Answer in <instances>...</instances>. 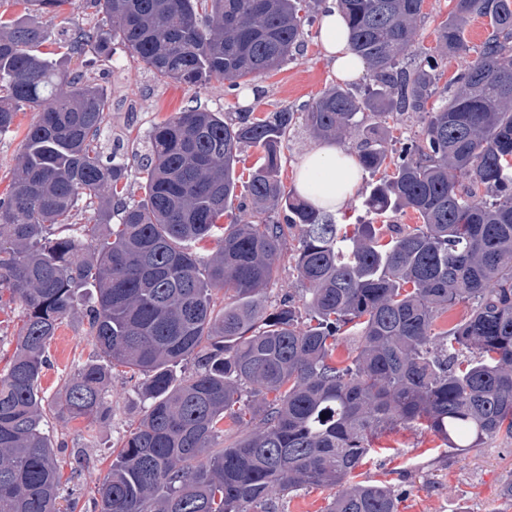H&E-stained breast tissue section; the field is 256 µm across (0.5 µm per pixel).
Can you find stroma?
<instances>
[{
  "instance_id": "35a3bbf8",
  "label": "stroma",
  "mask_w": 512,
  "mask_h": 512,
  "mask_svg": "<svg viewBox=\"0 0 512 512\" xmlns=\"http://www.w3.org/2000/svg\"><path fill=\"white\" fill-rule=\"evenodd\" d=\"M98 21V16L82 12L77 5H65L40 19L47 35L45 46L50 49L66 41L75 25L89 27ZM318 35L317 20L305 23L296 48L279 69L246 79L237 88L216 79L200 89L159 81L118 40L112 43L111 65L85 68L72 63L73 71L84 73L108 94L100 147L103 154H116L131 172L126 200L137 203L143 199L140 168L148 153L150 132L174 112L195 106L230 117L240 112L261 115L284 107L307 111L325 89L337 83ZM35 119V112L20 111L11 131L0 135V197L11 188L25 132ZM317 143L305 123H297L290 132L281 159L286 187H293L302 156ZM95 303L94 290H85L75 315L59 327L48 347L50 364L41 377L47 406L56 405L64 382L93 350L84 313ZM145 409L132 382L118 370L112 378L110 424L88 418H50L48 433L58 457H69L71 449L84 447L83 435L94 436L91 447H85L90 464L65 484L58 500L60 512H69L72 502L83 504L94 495L130 423ZM375 445L376 453L358 469L359 478L389 486L398 498V512H512V501L502 496L504 484L512 480V437L502 434L484 448L457 455L441 447L431 432L399 425L385 431Z\"/></svg>"
}]
</instances>
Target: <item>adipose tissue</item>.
I'll return each instance as SVG.
<instances>
[{"label": "adipose tissue", "mask_w": 512, "mask_h": 512, "mask_svg": "<svg viewBox=\"0 0 512 512\" xmlns=\"http://www.w3.org/2000/svg\"><path fill=\"white\" fill-rule=\"evenodd\" d=\"M319 34L337 79L354 80L363 75L365 63L349 49L346 24L335 0H326L320 13ZM362 180L363 171L353 151L325 142L304 154L294 188L314 208L333 213L357 193Z\"/></svg>", "instance_id": "obj_1"}]
</instances>
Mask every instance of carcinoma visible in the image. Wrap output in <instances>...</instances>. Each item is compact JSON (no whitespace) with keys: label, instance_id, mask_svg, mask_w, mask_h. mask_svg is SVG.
<instances>
[{"label":"carcinoma","instance_id":"1","mask_svg":"<svg viewBox=\"0 0 512 512\" xmlns=\"http://www.w3.org/2000/svg\"><path fill=\"white\" fill-rule=\"evenodd\" d=\"M67 2L17 0L22 15H0V135L22 107L38 113L0 197V306L21 308L17 350L0 374V512H58L63 465L44 431L40 380L47 345L89 285L95 355L65 383L56 414L110 423L118 367L148 402L92 512H275V498L303 486L335 490L328 512H397L390 488L355 481L385 430L422 426L460 454L512 434V0H454L429 52L416 40L424 0H336L370 86L332 87L300 117L175 113L153 128L145 198L133 205L127 167L98 150L103 94L35 54L39 18ZM81 3L107 25L75 26L63 55L105 66L118 38L160 80L197 87L279 68L305 8ZM472 17L489 34L441 86L442 58L469 52ZM406 112L427 122L390 160L388 121ZM299 118L318 136L359 139L363 170L382 173L368 211L410 209L421 223L391 224L388 239L370 223L350 235L286 189L281 152ZM246 147L263 151L243 185L252 211L224 226L205 258L189 245L219 228ZM279 211L283 220L272 219ZM87 212L88 223L74 222ZM286 249L305 301L270 309L264 289ZM460 304L466 316L435 331ZM342 336L353 343L338 363ZM226 418L244 428L229 443Z\"/></svg>","mask_w":512,"mask_h":512}]
</instances>
